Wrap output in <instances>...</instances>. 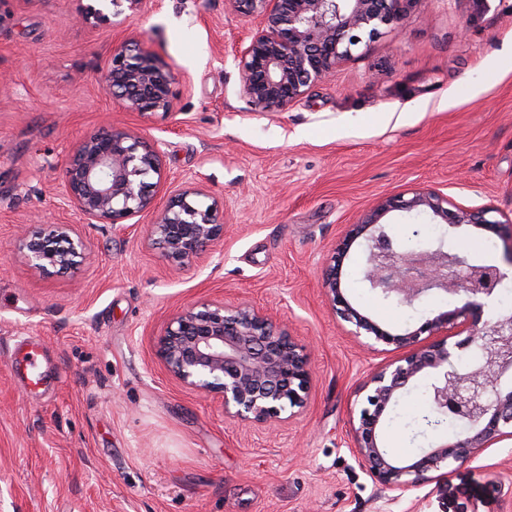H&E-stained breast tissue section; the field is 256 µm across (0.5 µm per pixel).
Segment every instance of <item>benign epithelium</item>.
<instances>
[{
  "label": "benign epithelium",
  "mask_w": 512,
  "mask_h": 512,
  "mask_svg": "<svg viewBox=\"0 0 512 512\" xmlns=\"http://www.w3.org/2000/svg\"><path fill=\"white\" fill-rule=\"evenodd\" d=\"M76 20H108L107 5L84 3ZM417 0H233L244 17L259 20L248 43L237 52L240 92L248 111L268 116L299 100L328 78L361 45L394 26ZM175 80L167 64L127 39L112 48L100 75L105 97L142 115L173 109ZM167 180L159 145L131 129L102 128L79 141L67 162L62 194L88 221L123 224L153 215L150 237L173 263L186 265L224 236V203L198 186L157 202ZM433 188L412 196L378 201L349 225L323 273V295L330 308L354 326L351 335L365 346L383 344L404 354L372 371L361 385L363 406L350 429L351 448L373 483L392 499L429 479L428 473L463 463L485 449L512 441V391L502 377L512 369V314L481 323L483 299L505 273L496 265H473L458 253L409 249L386 229L393 211L428 215L442 224H469L506 238L512 265V224L490 217L491 208L452 210ZM364 240L362 279L385 299L413 305L433 293L458 297L456 305L405 333H392L363 314L347 298L342 270L353 244ZM26 266L46 272L66 269L86 258V245L73 225L59 224L49 234L23 229L16 239ZM467 333L464 344L478 349L469 370L452 362L449 331ZM157 353L179 381L222 399L224 413L242 424L274 425L290 409H303L313 383L311 354L284 326L257 307L240 302H197L174 313L157 343ZM431 377L420 419L435 429L448 415L464 424L465 434L446 438L402 465L383 445L381 426L410 380Z\"/></svg>",
  "instance_id": "obj_1"
}]
</instances>
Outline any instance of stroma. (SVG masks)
Listing matches in <instances>:
<instances>
[{"label":"stroma","mask_w":512,"mask_h":512,"mask_svg":"<svg viewBox=\"0 0 512 512\" xmlns=\"http://www.w3.org/2000/svg\"><path fill=\"white\" fill-rule=\"evenodd\" d=\"M78 0H10L0 25V512H512V442L432 472L397 501L349 446L358 389L399 358L370 350L325 303L323 267L348 225L379 200L432 187L452 205L512 217V0H417L387 33L272 117L248 112L234 54L256 21L232 0H140L75 25ZM132 38L173 69V110L129 112L97 77ZM162 142L168 198L187 182L223 201L224 237L190 264L167 261L151 216L89 224L64 204L74 145L102 127ZM403 243L444 245L504 265L501 238L391 212ZM74 225L88 257L30 270L20 226ZM352 249L351 302L401 333L448 309L433 295L383 299ZM246 300L313 348L303 411L268 429L225 415L219 398L173 377L157 355L170 316L201 300ZM35 336L54 376L32 395L8 366ZM427 378L383 424L393 457L430 448L416 435Z\"/></svg>","instance_id":"stroma-1"}]
</instances>
